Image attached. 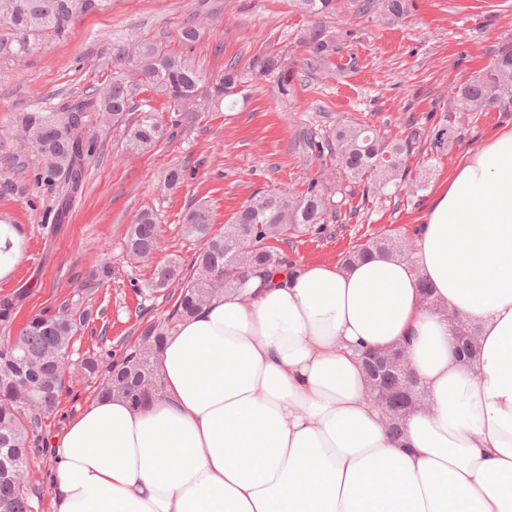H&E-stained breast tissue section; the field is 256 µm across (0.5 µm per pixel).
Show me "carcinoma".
<instances>
[{
	"label": "carcinoma",
	"mask_w": 512,
	"mask_h": 512,
	"mask_svg": "<svg viewBox=\"0 0 512 512\" xmlns=\"http://www.w3.org/2000/svg\"><path fill=\"white\" fill-rule=\"evenodd\" d=\"M112 0H0V59L29 54L43 36L68 33L80 17L109 8ZM294 9L309 19L299 31L298 46L319 62L334 52L336 37L327 25L328 15L336 12V0H293ZM357 7L360 15L381 12L402 23L410 16L408 0H349L344 7ZM114 56L132 67L135 83L112 78L102 89H91L63 103L31 105L16 116V125L30 144L24 156L9 155L16 168L34 167L35 181L57 191L55 221L63 223L75 199L83 192L88 160L96 150L94 121L115 120L129 112L139 116L122 129L125 146L137 153L154 149L164 137V128L154 110H142L132 101L133 91L141 88L167 99L169 111L189 117L210 112L225 101L237 103L253 84L274 76L280 84L290 81L283 56L266 51L243 67L233 61L224 74L212 77L180 55L162 51L153 44L130 47L114 45ZM447 113L435 125L412 130L404 140H385L366 125L348 124L331 134L306 131L303 148L314 154L323 172L313 179L306 192L261 191L238 209L222 229H213L212 215L197 205L184 215L186 236L203 242L191 273L174 308L162 322H152L142 331L138 346L125 351L99 383L98 395L118 396L139 404L161 389L159 353L161 346L185 317L193 315L220 291L239 289L251 274H268L283 268L284 261L275 246L299 233L321 236L327 220L338 216L343 205L362 188V198L406 190L415 192L420 179L412 178L408 160L414 145L425 142L430 155H447L459 145L462 132L455 112H512V41L506 40L491 51L490 62L460 84L447 90ZM186 180L181 166L169 168L163 188L177 190ZM156 215L149 210L136 214L129 225L125 252L131 259H146L159 242ZM413 251L412 239L379 234L346 253L349 264L373 254H390L404 259ZM180 276L174 266L154 270L145 288L155 294ZM85 318L62 310L54 316L35 314L16 336L0 339V512H33L24 472L30 467L33 438L39 436L45 418L56 408L67 389L68 375L58 364L59 352L74 344L77 322ZM455 351L459 358L474 362L476 336L462 320L454 327ZM98 353L86 354L79 361L84 378L99 372Z\"/></svg>",
	"instance_id": "carcinoma-1"
}]
</instances>
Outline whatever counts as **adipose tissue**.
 Returning <instances> with one entry per match:
<instances>
[{
  "mask_svg": "<svg viewBox=\"0 0 512 512\" xmlns=\"http://www.w3.org/2000/svg\"><path fill=\"white\" fill-rule=\"evenodd\" d=\"M418 222L410 259L254 275L182 320L152 401L95 398L52 439V512H512V124ZM398 344L426 406L396 440L356 352ZM453 339L457 356L464 361L473 363L477 354L476 336L460 318L454 327Z\"/></svg>",
  "mask_w": 512,
  "mask_h": 512,
  "instance_id": "adipose-tissue-1",
  "label": "adipose tissue"
}]
</instances>
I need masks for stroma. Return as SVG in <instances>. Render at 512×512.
Listing matches in <instances>:
<instances>
[{
	"label": "stroma",
	"instance_id": "obj_1",
	"mask_svg": "<svg viewBox=\"0 0 512 512\" xmlns=\"http://www.w3.org/2000/svg\"><path fill=\"white\" fill-rule=\"evenodd\" d=\"M409 3L411 15L402 24L352 12L332 18L336 49L313 66L295 42L307 20L291 0H112L109 10L79 18L66 35L46 39L25 58L0 60V220L20 226L24 236L12 277L0 280V299L16 301L10 317L0 319V337L14 335L36 313L85 311L75 356L121 353L137 342L142 323L174 307L178 284L151 297L141 288L155 267H189L199 251L200 241L182 230L189 208L207 204L219 227L258 191H306L318 162L298 146L302 129L326 133L339 124H367L400 139L437 123L447 107L445 87L481 69L499 40L512 36V0ZM190 20L199 37L186 45L180 31ZM120 41L151 42L188 55L212 76L222 74L230 59L244 64L273 49L293 77L285 87L274 77L260 81L234 109L198 113L144 154L126 151L112 126L95 128L83 195L65 223H54L55 189L35 184L31 172L8 163L17 137L14 118L43 99L57 105L112 77L132 78L112 55ZM456 159L453 153L431 157L427 144H416L409 163L422 174L423 189L374 197L354 212L342 208L324 236L300 235L278 243V250L290 263H337L370 237L412 233ZM175 165L185 168L188 179L168 193L161 179ZM144 209L159 218L160 248L147 260L129 262L122 257L124 236ZM96 395L95 381L72 386L48 419L47 436L60 433ZM48 458V447L38 443L28 474L36 512H51Z\"/></svg>",
	"mask_w": 512,
	"mask_h": 512
}]
</instances>
